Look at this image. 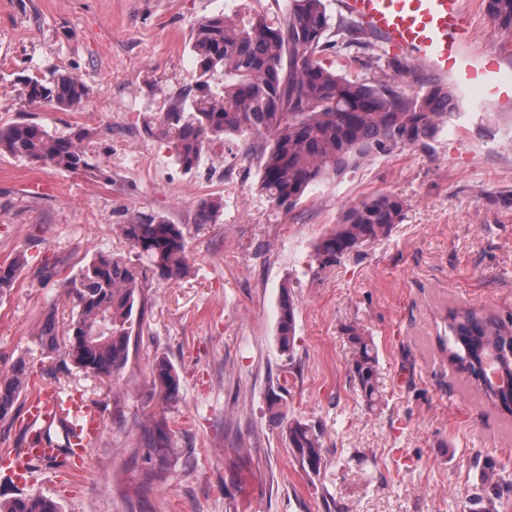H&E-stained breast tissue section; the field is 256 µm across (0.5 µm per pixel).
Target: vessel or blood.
I'll return each mask as SVG.
<instances>
[{
  "label": "vessel or blood",
  "instance_id": "obj_1",
  "mask_svg": "<svg viewBox=\"0 0 512 512\" xmlns=\"http://www.w3.org/2000/svg\"><path fill=\"white\" fill-rule=\"evenodd\" d=\"M341 5L367 32L379 36L391 54L424 68L438 81L452 79L480 89L496 103L512 100V81L503 76L502 57L492 51L477 59L470 57L461 0H341ZM54 423L74 426L71 448L63 452L31 443L0 466L19 481L35 460L54 463L66 472L79 468L100 435L99 410L79 395L39 389L26 405L25 424L33 428Z\"/></svg>",
  "mask_w": 512,
  "mask_h": 512
}]
</instances>
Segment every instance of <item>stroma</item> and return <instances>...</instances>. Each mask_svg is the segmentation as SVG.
Segmentation results:
<instances>
[{"mask_svg": "<svg viewBox=\"0 0 512 512\" xmlns=\"http://www.w3.org/2000/svg\"><path fill=\"white\" fill-rule=\"evenodd\" d=\"M287 0H0V125L28 115L47 129L93 128L89 146L109 178L0 156V264H28L0 299V373L25 359L28 387L78 390L102 414L82 471L44 463L26 485L0 474V499L58 501L63 512H512V415L483 398L441 351L448 309L512 320V103L461 91L435 140L400 148L314 186L293 211L258 191L248 141L215 145L182 171L148 137L144 113L165 111L191 84L192 26L215 14L276 16ZM467 41L512 61L483 0H463ZM77 74L80 112L29 107L20 75ZM379 193L405 203L402 223L331 265L314 244L354 204ZM219 198L213 224L199 200ZM153 214L181 225L189 272L151 278L125 367L84 375L63 352L42 353L37 330L55 310L67 333L62 283L100 252L130 253L119 224ZM290 297L291 355L276 340ZM373 336L383 399L368 409L349 376L344 332ZM179 398L152 383L157 360ZM287 383L290 416L323 431L329 466L309 475L267 412ZM168 425L149 458L151 418ZM152 380L155 388H160L165 401H174L178 398L179 382L174 367L165 360H161L152 370Z\"/></svg>", "mask_w": 512, "mask_h": 512, "instance_id": "1", "label": "stroma"}]
</instances>
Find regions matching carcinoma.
Wrapping results in <instances>:
<instances>
[{"mask_svg": "<svg viewBox=\"0 0 512 512\" xmlns=\"http://www.w3.org/2000/svg\"><path fill=\"white\" fill-rule=\"evenodd\" d=\"M498 28L512 31V0H485ZM354 19H332L325 0H289L271 20L255 14L231 19L224 14L197 20L190 38L196 62L194 82L169 108L143 119L147 136L166 145L182 170L199 168L214 145L233 137H251L260 151V191L274 206L293 210L306 193L328 177H342L360 164L435 138L458 109L457 91L438 81L407 86L398 77L408 65L361 37ZM342 45L367 55L366 63L392 73L389 80L365 81L325 65L324 51ZM25 103L63 112H80L89 88L70 72L49 80L23 79ZM95 132L77 126L53 133L26 117L0 127V156L67 172L108 177L103 163L92 159L88 145ZM221 202L202 199L200 224H213ZM404 202L377 194L348 208L341 222L314 245L321 265L333 264L363 243L388 234L404 217ZM139 262L116 253L95 255L80 272L64 281L77 308L68 330L66 355L87 376L111 377L128 361L130 338L141 303V290L158 275L184 276L186 239L181 225L161 215L143 214L120 225ZM26 263L24 253L0 265V297L11 292ZM448 363L481 388L495 404L512 412V323L473 308L448 310ZM353 348L349 374L368 408L381 400L377 350L371 337L345 327ZM295 337V308L289 297L280 305L277 342L290 353ZM40 347L59 348L54 311L37 332ZM27 363L19 360L0 373V420L11 416L26 387ZM154 387L165 401L178 398L174 367L161 360L152 370ZM267 411L278 423L288 447L310 474L328 465L323 432L291 418L283 397L271 395ZM0 512H62L43 495L0 500Z\"/></svg>", "mask_w": 512, "mask_h": 512, "instance_id": "cac0c4a2", "label": "carcinoma"}]
</instances>
